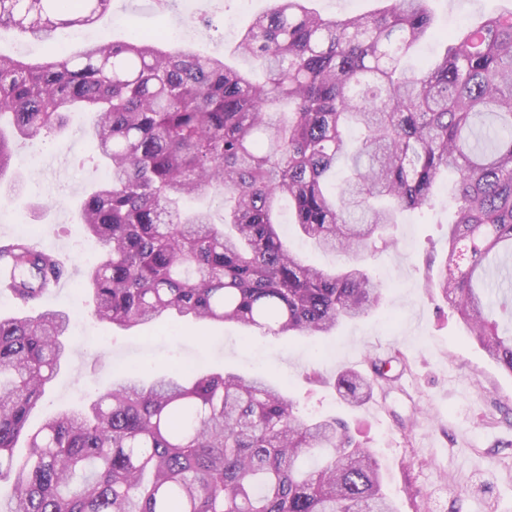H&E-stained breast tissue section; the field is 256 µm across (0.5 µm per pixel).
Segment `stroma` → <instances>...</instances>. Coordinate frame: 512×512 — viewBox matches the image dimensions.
<instances>
[{
    "mask_svg": "<svg viewBox=\"0 0 512 512\" xmlns=\"http://www.w3.org/2000/svg\"><path fill=\"white\" fill-rule=\"evenodd\" d=\"M271 6L270 0H112L93 38L122 40L133 32L179 30L181 43L204 55H232L238 37ZM438 28L476 25L512 10V0H430ZM86 112L70 113L61 135L17 142L15 164L29 188L14 196L0 183V238L19 223L37 225L38 244L67 260L70 276L40 308L83 314L71 328L72 352L29 419L39 427L54 414L85 405L137 366L145 379L171 375L191 363L209 372L261 377L285 387L303 415H333L377 458L398 512H512V374L499 368L468 336L447 301L427 288L448 239V188L436 210L402 213L394 243L367 265L384 290L382 304L343 322L331 335L291 340L239 325L183 320L123 331L91 315L77 285L95 244L78 224L86 189L104 169L93 157ZM391 363L390 381L358 406L334 387L348 368L367 370L369 358Z\"/></svg>",
    "mask_w": 512,
    "mask_h": 512,
    "instance_id": "35a3bbf8",
    "label": "stroma"
}]
</instances>
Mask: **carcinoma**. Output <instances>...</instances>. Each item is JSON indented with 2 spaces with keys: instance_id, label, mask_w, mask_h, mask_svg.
<instances>
[{
  "instance_id": "carcinoma-1",
  "label": "carcinoma",
  "mask_w": 512,
  "mask_h": 512,
  "mask_svg": "<svg viewBox=\"0 0 512 512\" xmlns=\"http://www.w3.org/2000/svg\"><path fill=\"white\" fill-rule=\"evenodd\" d=\"M112 0H0V28L35 40L98 23ZM272 0L241 34L242 69L187 45L134 35L51 61L0 54V178L19 140L60 134L88 110L87 135L111 178L80 223L103 253L83 290L94 318L122 330L159 319L231 322L274 336H328L382 300L369 255L404 211H431L452 173L448 257L428 287L487 356L512 374V12L445 38L418 70L406 58L432 32L427 0L370 16H324ZM221 198L224 220L184 211ZM294 224L332 270L307 264L277 231ZM68 277L52 250L0 239V291L39 302ZM70 317H0V512H397L381 468L333 417L305 418L262 379L192 370L145 383L128 372L83 410L31 433V412L68 354ZM384 378L345 369L358 405ZM26 440L28 453L14 449Z\"/></svg>"
}]
</instances>
